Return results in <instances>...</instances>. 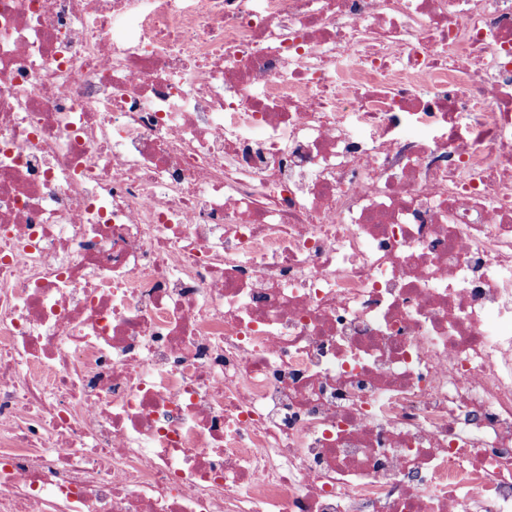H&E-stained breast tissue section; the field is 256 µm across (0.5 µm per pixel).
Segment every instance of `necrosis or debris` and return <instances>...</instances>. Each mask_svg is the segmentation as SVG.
<instances>
[{"instance_id": "necrosis-or-debris-1", "label": "necrosis or debris", "mask_w": 512, "mask_h": 512, "mask_svg": "<svg viewBox=\"0 0 512 512\" xmlns=\"http://www.w3.org/2000/svg\"><path fill=\"white\" fill-rule=\"evenodd\" d=\"M0 512H512V0H0Z\"/></svg>"}]
</instances>
